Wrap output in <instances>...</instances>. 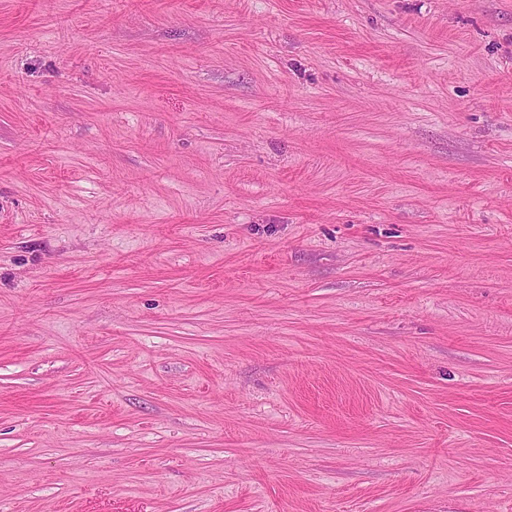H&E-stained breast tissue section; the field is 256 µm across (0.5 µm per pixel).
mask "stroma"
Segmentation results:
<instances>
[{"mask_svg":"<svg viewBox=\"0 0 512 512\" xmlns=\"http://www.w3.org/2000/svg\"><path fill=\"white\" fill-rule=\"evenodd\" d=\"M0 512H512V0H0Z\"/></svg>","mask_w":512,"mask_h":512,"instance_id":"obj_1","label":"stroma"}]
</instances>
